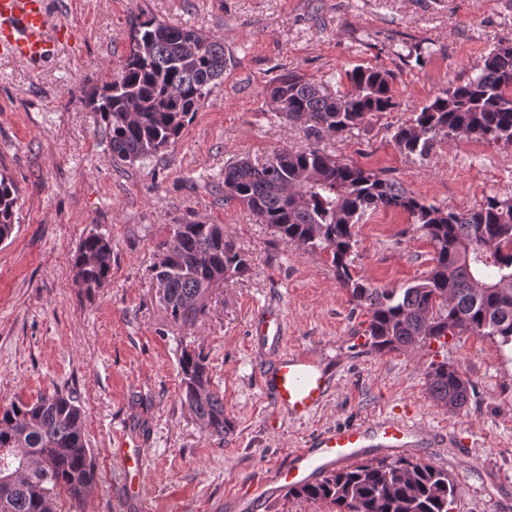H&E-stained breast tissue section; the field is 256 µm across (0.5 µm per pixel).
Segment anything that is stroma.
I'll list each match as a JSON object with an SVG mask.
<instances>
[{
	"label": "stroma",
	"instance_id": "1",
	"mask_svg": "<svg viewBox=\"0 0 512 512\" xmlns=\"http://www.w3.org/2000/svg\"><path fill=\"white\" fill-rule=\"evenodd\" d=\"M49 9L68 30L58 53L37 68L0 59V174L19 190V222L0 242V407L57 389L78 396L96 480L80 504L61 498L58 512H243L258 487L264 512H336L280 491L276 470L321 432L384 417L434 434L420 458L447 470L451 512H512V349L467 333L375 353L368 314L326 253L280 238L216 188L227 162L315 144L441 207L512 196L511 145L460 138L422 159L393 140L450 81L512 44V0H49ZM142 15L220 38L232 64L175 143L128 166L113 162L83 94L120 76ZM358 66L389 72L395 109L316 141L276 116L275 77L294 72L333 92ZM189 218L223 225L250 267L211 288L185 324L162 305L152 269L172 225ZM409 222L393 209L364 217L354 274L397 290L421 277L434 250ZM91 234L111 239L112 276L89 295L71 259ZM261 315L280 323L278 350L254 339ZM186 348L203 352L224 399L223 438L183 399ZM279 353L307 354L334 373L307 418L274 413L260 387ZM441 361L473 386L460 410L427 391L428 366ZM123 440L145 450L136 498L122 481Z\"/></svg>",
	"mask_w": 512,
	"mask_h": 512
}]
</instances>
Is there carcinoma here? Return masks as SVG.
<instances>
[{
    "label": "carcinoma",
    "instance_id": "cac0c4a2",
    "mask_svg": "<svg viewBox=\"0 0 512 512\" xmlns=\"http://www.w3.org/2000/svg\"><path fill=\"white\" fill-rule=\"evenodd\" d=\"M228 65L224 43L155 17L131 24L122 77L94 88L87 103L99 113L117 162L154 157L179 139L205 105ZM350 87L330 93L294 73L269 88L275 112L307 125L318 139L349 131L396 107L390 74L371 67L347 73ZM461 136L512 145V47L492 49L479 73L453 81L399 127L401 151L422 159L440 143ZM224 196L239 201L275 233L331 259L336 280L369 316L365 335L377 353L414 351L431 340L478 334L512 346V197H489L456 211L427 202L377 172L341 162L317 147L284 149L264 164L239 160L224 166ZM18 188L0 177V239L18 220ZM400 209L433 246L432 265L401 292L378 288L350 271L356 226L369 212ZM173 248L154 265L168 311L187 322L199 310L191 300L216 278L242 275L249 259L224 236V225L185 220L172 225ZM76 285L92 294L112 270V241L93 234L72 261ZM185 401L213 436L224 438V402L210 389L205 357L182 351ZM432 398L463 407L471 383L454 366L432 363ZM95 464L82 431L76 395L59 390L33 404L0 409V512H57L61 493L79 502L91 488ZM288 494L328 500L336 512H450L456 487L448 473L420 459L366 462L333 470Z\"/></svg>",
    "mask_w": 512,
    "mask_h": 512
}]
</instances>
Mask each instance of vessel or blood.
<instances>
[{
	"instance_id": "obj_1",
	"label": "vessel or blood",
	"mask_w": 512,
	"mask_h": 512,
	"mask_svg": "<svg viewBox=\"0 0 512 512\" xmlns=\"http://www.w3.org/2000/svg\"><path fill=\"white\" fill-rule=\"evenodd\" d=\"M48 0H0V58L30 65L54 56L57 41L48 34ZM261 385L274 410L304 418L325 402L333 382L325 368L305 354H285L263 371ZM408 426L383 421L363 423L324 432L307 447L294 449L275 478L288 490L314 480L320 472L358 461L369 439H380L384 449L409 450Z\"/></svg>"
}]
</instances>
